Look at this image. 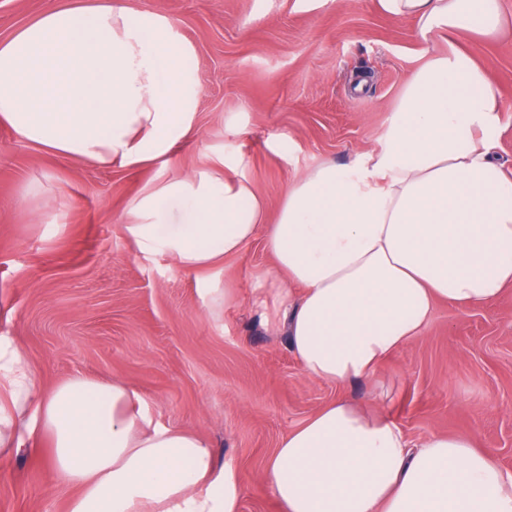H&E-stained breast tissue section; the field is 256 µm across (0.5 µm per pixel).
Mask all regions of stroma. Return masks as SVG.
<instances>
[{
	"label": "stroma",
	"mask_w": 512,
	"mask_h": 512,
	"mask_svg": "<svg viewBox=\"0 0 512 512\" xmlns=\"http://www.w3.org/2000/svg\"><path fill=\"white\" fill-rule=\"evenodd\" d=\"M52 0H0V39ZM168 18L202 87L197 134L167 174L192 175L214 151L243 160L268 204L321 161L348 163L385 132L427 51H468L506 105L495 154L512 170V0L503 25L422 39L378 0H125ZM234 122L236 134L225 135ZM156 170L59 158L0 125V336L44 390L74 374L123 381L153 423L209 439L245 481L239 512H279L265 480L279 441L317 409L378 393L411 442L467 436L512 473V288L473 307L442 302L377 381L337 386L305 375L272 303H254L272 261L263 235L224 261L231 301L216 310L199 275L136 252L121 226ZM47 439L0 456V512H68L74 491L45 463Z\"/></svg>",
	"instance_id": "1"
}]
</instances>
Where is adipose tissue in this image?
Wrapping results in <instances>:
<instances>
[{
	"label": "adipose tissue",
	"mask_w": 512,
	"mask_h": 512,
	"mask_svg": "<svg viewBox=\"0 0 512 512\" xmlns=\"http://www.w3.org/2000/svg\"><path fill=\"white\" fill-rule=\"evenodd\" d=\"M421 37L496 31L499 0H379ZM171 23L122 0H60L0 42V124L99 167L160 168L125 237L143 255L218 273L257 232L273 295L309 377L377 378L420 337L438 301L482 305L512 288V173L494 158L504 105L465 50L430 55L404 85L378 146L296 178L274 223L241 161L216 153L170 178L196 133L200 83ZM120 381L76 375L42 392L0 336V453L43 435L74 488L68 512H239L244 485L194 432L151 424ZM280 512H512V473L473 439L412 444L389 415L339 398L280 440L265 470Z\"/></svg>",
	"instance_id": "adipose-tissue-1"
}]
</instances>
